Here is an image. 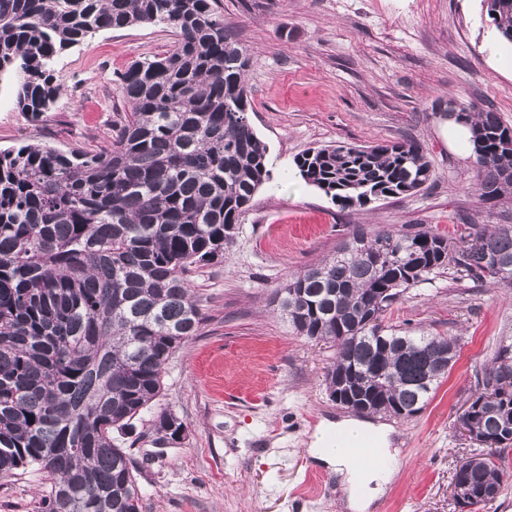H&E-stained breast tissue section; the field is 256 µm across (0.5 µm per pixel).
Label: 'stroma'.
<instances>
[{"mask_svg":"<svg viewBox=\"0 0 512 512\" xmlns=\"http://www.w3.org/2000/svg\"><path fill=\"white\" fill-rule=\"evenodd\" d=\"M250 54L248 115L268 147L273 178L257 192L223 260L190 274L206 322L177 349L158 407L186 426L158 438L152 413L121 436L135 460L141 512H345L339 477L306 445L324 420L349 418L324 373L336 350L296 335L275 302L289 277L334 254L357 224L512 222V200L483 207L467 195L468 150L448 141V101L497 112L512 126V44L483 0H218ZM171 29L104 30L65 50L53 78L62 92L39 121L19 112L0 79V149L47 144L96 151L130 106L117 79L136 60L166 55ZM419 142L433 182L400 200L343 210L295 175L309 148ZM460 339L457 361L425 409L408 420L374 417L393 431L395 476L369 512H459L458 461L476 445L460 425L499 337L512 336V289L442 273L410 288L387 313ZM38 474L0 477V512H41Z\"/></svg>","mask_w":512,"mask_h":512,"instance_id":"35a3bbf8","label":"stroma"}]
</instances>
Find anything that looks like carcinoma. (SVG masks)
<instances>
[{
  "label": "carcinoma",
  "mask_w": 512,
  "mask_h": 512,
  "mask_svg": "<svg viewBox=\"0 0 512 512\" xmlns=\"http://www.w3.org/2000/svg\"><path fill=\"white\" fill-rule=\"evenodd\" d=\"M512 44V0H485ZM163 25V57L119 76L131 112L95 152L51 145L0 150V474L36 468L43 512H140L124 433L160 395L175 351L199 334L192 268L224 259L258 190L271 179L252 129L247 50L224 27L217 0H0V76L16 83L33 120L59 96L55 59L107 29ZM471 194L490 208L512 198V127L466 108ZM301 179L342 209L403 199L432 180L415 141L338 144L294 160ZM463 245L428 226L353 227L336 255L293 275L279 306L297 335L334 343L330 394L343 378L361 413L411 418L453 367L456 336L383 324L406 289L451 270L512 288V224H467ZM512 336L499 338L467 400L469 438L453 484L494 501L512 481ZM169 442L183 422L163 408Z\"/></svg>",
  "instance_id": "cac0c4a2"
}]
</instances>
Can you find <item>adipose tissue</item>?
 <instances>
[{
	"label": "adipose tissue",
	"instance_id": "ef3b65f1",
	"mask_svg": "<svg viewBox=\"0 0 512 512\" xmlns=\"http://www.w3.org/2000/svg\"><path fill=\"white\" fill-rule=\"evenodd\" d=\"M364 427V422L356 419L321 423L308 449L310 456L334 467L336 473L341 476L348 506L352 512H368L370 506L384 494L393 476L390 464L391 451H384L385 462L379 465L370 460L355 459L349 456L345 449L331 446L332 434L340 435L347 432L355 436Z\"/></svg>",
	"mask_w": 512,
	"mask_h": 512
}]
</instances>
